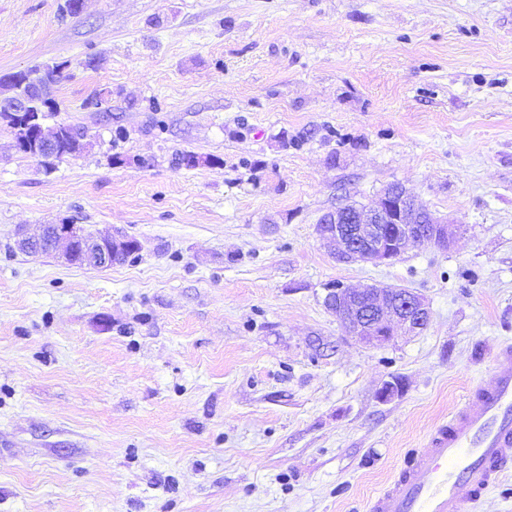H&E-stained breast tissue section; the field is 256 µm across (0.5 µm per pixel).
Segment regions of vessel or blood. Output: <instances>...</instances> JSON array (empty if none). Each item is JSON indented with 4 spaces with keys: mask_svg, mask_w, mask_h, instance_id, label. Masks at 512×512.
<instances>
[{
    "mask_svg": "<svg viewBox=\"0 0 512 512\" xmlns=\"http://www.w3.org/2000/svg\"><path fill=\"white\" fill-rule=\"evenodd\" d=\"M495 384L475 389L468 404L405 460L369 512H462L498 483L512 462V346L493 358Z\"/></svg>",
    "mask_w": 512,
    "mask_h": 512,
    "instance_id": "obj_1",
    "label": "vessel or blood"
}]
</instances>
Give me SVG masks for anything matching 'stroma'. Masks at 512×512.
Here are the masks:
<instances>
[{
  "instance_id": "stroma-1",
  "label": "stroma",
  "mask_w": 512,
  "mask_h": 512,
  "mask_svg": "<svg viewBox=\"0 0 512 512\" xmlns=\"http://www.w3.org/2000/svg\"><path fill=\"white\" fill-rule=\"evenodd\" d=\"M64 4L0 0V77L62 65L87 142L48 171L0 125V512H368L512 344V0ZM394 183L450 249L339 261L321 217ZM62 222L141 250L15 249ZM334 282L429 325L362 346Z\"/></svg>"
}]
</instances>
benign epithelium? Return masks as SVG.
I'll return each mask as SVG.
<instances>
[{
	"label": "benign epithelium",
	"instance_id": "7a95c632",
	"mask_svg": "<svg viewBox=\"0 0 512 512\" xmlns=\"http://www.w3.org/2000/svg\"><path fill=\"white\" fill-rule=\"evenodd\" d=\"M17 75L0 78V112L12 118L9 128L14 148L39 161L53 157L58 161L69 156L59 148V128L46 130L37 106H51L44 85L26 79L16 89ZM319 225L321 239L336 245L343 261L383 263L397 258L410 247L434 245L446 249L459 225L449 224L432 212L416 205L406 187H389L368 205L343 204L326 216ZM127 242L122 234L93 235L77 224H44L41 233L29 236L18 233L15 249L29 255L41 253L43 246L53 253L63 248L66 262L80 255L82 265L107 268L112 248ZM325 307L341 320L345 331L358 342L371 347L390 343L394 329L402 326L409 333L424 330L430 320L428 304L419 294L405 288L367 285L354 288L336 284L326 289Z\"/></svg>",
	"mask_w": 512,
	"mask_h": 512
}]
</instances>
